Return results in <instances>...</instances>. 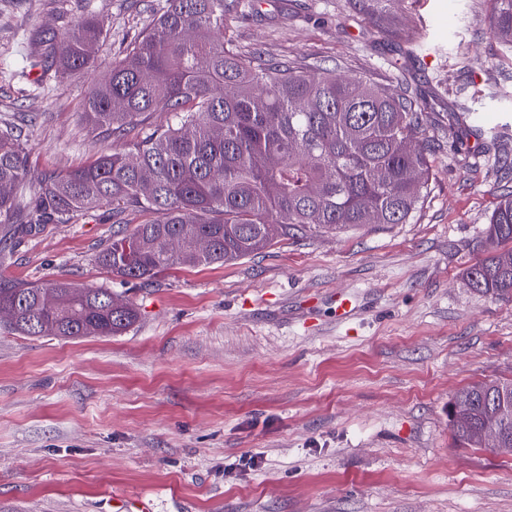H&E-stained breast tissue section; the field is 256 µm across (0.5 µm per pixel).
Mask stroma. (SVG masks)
Listing matches in <instances>:
<instances>
[{
    "mask_svg": "<svg viewBox=\"0 0 512 512\" xmlns=\"http://www.w3.org/2000/svg\"><path fill=\"white\" fill-rule=\"evenodd\" d=\"M163 2L0 0V130L30 169H74L120 144L85 117L88 79L56 77L30 33L95 13L108 66ZM416 2L398 0L392 24L436 46L418 61L346 0H255L224 23L225 42L273 61L393 91L404 77L444 106L479 93L481 133L441 139L411 223L283 238L149 283L96 259L141 223L132 209L44 225L13 249L0 277L102 285L138 319L70 341L0 324V512H113L117 497L149 512H512V455L457 447L448 424L462 387L512 380V299L465 282L497 196L512 191V163L484 134L512 129V54L485 35L491 0Z\"/></svg>",
    "mask_w": 512,
    "mask_h": 512,
    "instance_id": "stroma-1",
    "label": "stroma"
}]
</instances>
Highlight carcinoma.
Masks as SVG:
<instances>
[{"mask_svg": "<svg viewBox=\"0 0 512 512\" xmlns=\"http://www.w3.org/2000/svg\"><path fill=\"white\" fill-rule=\"evenodd\" d=\"M392 0H348L394 41L385 25ZM487 34L512 52V0H491ZM247 0H165L153 25L94 79L89 121L116 136L157 112L169 116L149 137L66 171L37 177L18 212L27 175L17 139L0 130V224L30 232L77 213L112 207L146 216L119 232L97 261L124 280L147 282L180 265L223 264L282 237L408 224L434 179L429 128L458 138L470 128L466 104L440 114L410 85L392 93L334 69L271 62L224 47V17ZM107 30L89 13L72 30L36 34L44 61L77 76L94 66ZM486 256L465 274L474 291L512 296V192L489 216ZM24 336L60 340L117 336L137 320L112 289L66 280L0 279V315ZM461 448L512 453V380L474 383L448 410Z\"/></svg>", "mask_w": 512, "mask_h": 512, "instance_id": "1", "label": "carcinoma"}]
</instances>
